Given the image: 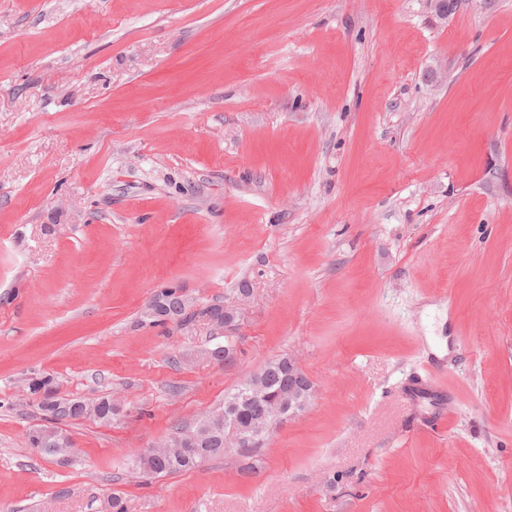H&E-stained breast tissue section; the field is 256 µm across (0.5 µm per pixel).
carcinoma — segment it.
Masks as SVG:
<instances>
[{
    "mask_svg": "<svg viewBox=\"0 0 512 512\" xmlns=\"http://www.w3.org/2000/svg\"><path fill=\"white\" fill-rule=\"evenodd\" d=\"M181 291L182 288L178 284L168 285L158 291L170 316L187 322L198 314L215 316L223 313L220 304L209 305L197 313L188 310V302ZM260 376L264 381L265 398L254 402L243 400L241 391L244 384L239 383L224 395V401L219 404L218 410L243 426L264 424L269 421L267 408L287 398L288 391L299 387L300 384L299 380L288 375L286 356L269 364L260 372ZM94 403L97 404V408L92 412L70 405L62 406L54 415V421L58 423L56 430L49 431L42 426L33 428L26 433L28 443L45 456L66 454L74 447V443L70 434L59 427L60 423L80 419H93L105 423L112 421L115 410L110 396L103 395L95 399ZM168 441L172 444L183 442V447L187 449L186 454L177 459H158L140 452L137 454L136 468L143 474L154 472L158 476L168 475L196 469L197 461L203 456L210 460L224 455V419H212L209 415L203 414L193 425L175 428Z\"/></svg>",
    "mask_w": 512,
    "mask_h": 512,
    "instance_id": "obj_1",
    "label": "carcinoma"
}]
</instances>
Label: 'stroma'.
<instances>
[{"instance_id": "35a3bbf8", "label": "stroma", "mask_w": 512, "mask_h": 512, "mask_svg": "<svg viewBox=\"0 0 512 512\" xmlns=\"http://www.w3.org/2000/svg\"><path fill=\"white\" fill-rule=\"evenodd\" d=\"M180 284L233 306L151 323ZM251 456L135 454L273 357ZM111 395L30 448L31 375ZM512 512V0H0V512ZM182 288L178 284L168 285L165 288L157 291L156 294L162 297V300L167 306V312L170 316L180 319L182 322L191 321L196 315L202 316L211 315L212 317H206L207 324L210 328V336L218 337L227 335V330L235 319L234 309L232 307L224 305V309L220 304H212L199 312H193L188 310V302L184 294H179ZM159 296L154 295L149 304L147 310L152 316H165L164 303ZM224 311L223 317H213L215 315H221ZM97 404V408L92 412H87L83 408L63 405L58 409L53 417L56 422V430L49 431L44 426L29 429L26 433L28 443L32 448L45 456L64 455L70 448H74L73 440L70 434L57 424L68 420L93 419L99 422H111L112 417L116 415L113 402L109 395H103L93 401ZM113 404V406H112Z\"/></svg>"}]
</instances>
